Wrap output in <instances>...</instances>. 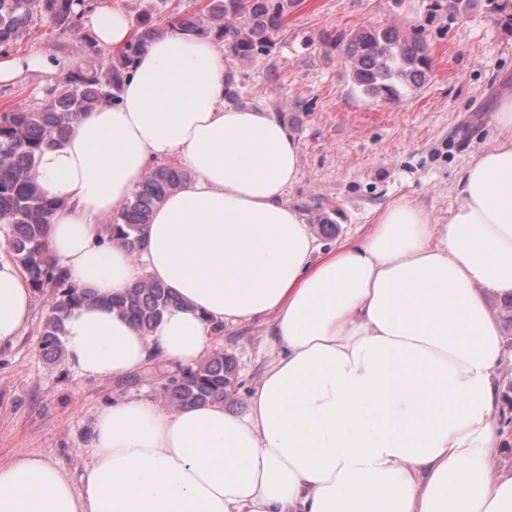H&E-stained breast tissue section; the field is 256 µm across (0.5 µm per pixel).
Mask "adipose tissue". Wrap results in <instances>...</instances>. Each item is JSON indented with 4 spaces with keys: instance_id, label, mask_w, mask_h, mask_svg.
I'll list each match as a JSON object with an SVG mask.
<instances>
[{
    "instance_id": "obj_1",
    "label": "adipose tissue",
    "mask_w": 512,
    "mask_h": 512,
    "mask_svg": "<svg viewBox=\"0 0 512 512\" xmlns=\"http://www.w3.org/2000/svg\"><path fill=\"white\" fill-rule=\"evenodd\" d=\"M89 25L125 46L126 13ZM224 45L173 27L130 65L118 102L79 115L37 163L58 204L51 253L98 302L65 320L84 378L170 370L215 350L214 328L267 326L275 356L244 412L170 409L124 396L98 414L79 481L36 453L0 462V512H512L498 466L502 324L512 297V95L488 148L462 169L445 223L388 202L362 240L323 250L287 191L300 146L265 109L227 103ZM190 177L144 225L139 252L111 243L119 213L160 163ZM150 279L176 296L150 333L107 299ZM32 316L20 269L0 258V344Z\"/></svg>"
}]
</instances>
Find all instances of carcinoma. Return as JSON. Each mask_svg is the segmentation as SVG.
<instances>
[{
  "label": "carcinoma",
  "instance_id": "cac0c4a2",
  "mask_svg": "<svg viewBox=\"0 0 512 512\" xmlns=\"http://www.w3.org/2000/svg\"><path fill=\"white\" fill-rule=\"evenodd\" d=\"M94 0H0V48L13 43L33 24L48 21L73 33ZM295 0H208L209 22L198 13L176 11L170 23L185 31L215 34L228 55L245 60L265 55L275 45L288 8ZM480 0H433L436 10L465 13ZM159 9L148 4L137 17L136 34L119 56L103 68H80L65 81L45 89L42 104L22 112L0 114V229L7 237L11 258L26 276L32 293L46 298L48 314L40 334L43 356L58 360L65 354L63 320L69 310L96 296L76 286L50 254L46 229L57 203L40 194L35 176L43 149L65 136L78 115L92 107L118 101L126 70L160 24ZM346 54L354 83L369 97L387 102L400 89L416 87L426 78L431 60L424 43L395 26L358 29L346 36ZM189 178L181 167L162 164L109 224V241L134 252L141 246L140 230L156 206ZM147 334L176 298L163 284L144 280L109 299ZM237 384L234 359L215 352L195 367L182 369L164 385L173 408L224 400Z\"/></svg>",
  "mask_w": 512,
  "mask_h": 512
}]
</instances>
